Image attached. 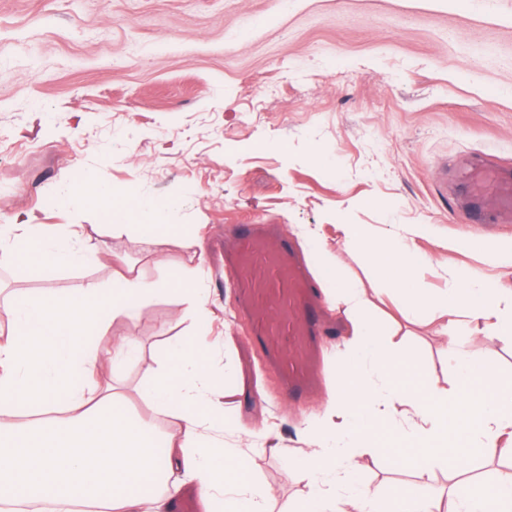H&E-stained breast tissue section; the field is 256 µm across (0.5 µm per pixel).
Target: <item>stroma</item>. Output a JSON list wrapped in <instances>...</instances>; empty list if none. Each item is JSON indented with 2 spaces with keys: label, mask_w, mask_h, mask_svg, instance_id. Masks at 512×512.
Returning <instances> with one entry per match:
<instances>
[{
  "label": "stroma",
  "mask_w": 512,
  "mask_h": 512,
  "mask_svg": "<svg viewBox=\"0 0 512 512\" xmlns=\"http://www.w3.org/2000/svg\"><path fill=\"white\" fill-rule=\"evenodd\" d=\"M494 155L512 163V0H0V225L31 216L49 232L79 229L100 262L26 277L0 262V305L13 293L109 283L112 259L165 280L199 277L207 315L179 292L155 296L137 319L116 316L105 338L135 340L99 379L157 435L177 427L138 391L172 342L203 338L225 392L231 429L268 512L307 494L278 447L305 453L302 414L249 341L224 276L236 225H278L302 260L343 249L344 224L397 233L426 225L417 252L438 259L419 282L447 287L471 268L512 290V263L491 264L464 239L512 242V224L476 228L454 212L463 173ZM143 201L171 200L167 223L191 229L139 244L71 197L75 172ZM369 315L422 374L451 386L443 318H404L395 296L369 297ZM469 357L512 380V342L483 343L465 327ZM249 435L238 438V428ZM359 482L388 491L412 480L386 450L359 451Z\"/></svg>",
  "instance_id": "stroma-1"
}]
</instances>
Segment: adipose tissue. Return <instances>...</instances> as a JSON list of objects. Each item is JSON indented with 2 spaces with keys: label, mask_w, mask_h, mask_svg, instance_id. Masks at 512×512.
<instances>
[{
  "label": "adipose tissue",
  "mask_w": 512,
  "mask_h": 512,
  "mask_svg": "<svg viewBox=\"0 0 512 512\" xmlns=\"http://www.w3.org/2000/svg\"><path fill=\"white\" fill-rule=\"evenodd\" d=\"M79 192L108 220L135 223L139 241L163 229L167 204L116 199L111 187L90 177ZM342 231L346 254L363 255L375 277L366 290L337 285V302L357 311L367 293L380 295L390 286L400 290L412 316L436 307L453 311L455 320L440 334L446 351L459 360L456 386L448 392L421 379L407 355L391 350L379 324L360 318L344 345L338 387L328 392L319 419L303 426L310 450L295 458L289 477L306 483L309 492L280 512H440L415 484L387 494L365 485L340 489L336 482L357 468L355 450L366 439L394 448L399 467L421 477L441 461H452L461 477L472 456L512 458V381L500 379L489 363L462 359L458 321L462 315L483 320L487 342L511 338L512 293L479 273L452 269L447 288L424 294L416 283L428 260L408 238L377 235L366 224H346ZM20 232L28 236L24 252L33 256L27 270L36 276L101 257L77 233L56 238L26 219L1 224L0 240H15ZM163 291L207 304L202 289L177 270L162 282L119 272L106 286L90 282L13 298L8 312L14 325L0 339V512L25 502L166 512L167 501L155 489L175 476L195 481L211 512H263L269 493L249 480L243 449L201 443L203 432L217 428L224 416V394L209 376L205 347L178 342L141 391L157 412L179 421L159 460L152 425L131 418L116 387L98 379L101 361L134 342L123 338L102 346L88 329L105 327L119 313L141 315ZM452 512H512V477L455 498Z\"/></svg>",
  "instance_id": "1"
}]
</instances>
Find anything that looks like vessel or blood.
I'll return each mask as SVG.
<instances>
[{
	"label": "vessel or blood",
	"mask_w": 512,
	"mask_h": 512,
	"mask_svg": "<svg viewBox=\"0 0 512 512\" xmlns=\"http://www.w3.org/2000/svg\"><path fill=\"white\" fill-rule=\"evenodd\" d=\"M464 214L470 224L512 223V170L477 165L465 173ZM251 342L276 373L289 402L323 386L324 295L307 265L263 224L238 225L224 256Z\"/></svg>",
	"instance_id": "obj_1"
}]
</instances>
